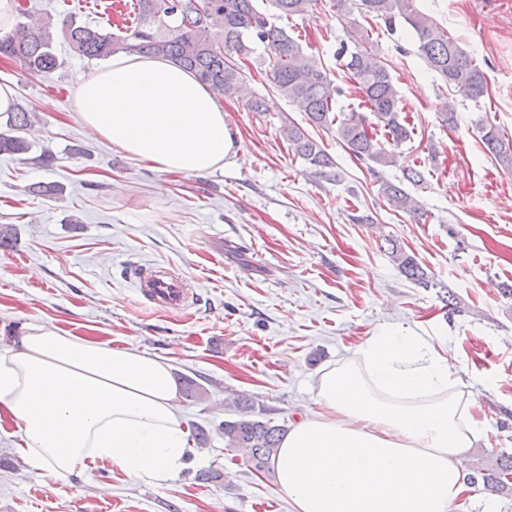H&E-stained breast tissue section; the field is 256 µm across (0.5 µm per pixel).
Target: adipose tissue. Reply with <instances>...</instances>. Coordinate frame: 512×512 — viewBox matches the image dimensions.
Listing matches in <instances>:
<instances>
[{
    "label": "adipose tissue",
    "instance_id": "adipose-tissue-1",
    "mask_svg": "<svg viewBox=\"0 0 512 512\" xmlns=\"http://www.w3.org/2000/svg\"><path fill=\"white\" fill-rule=\"evenodd\" d=\"M77 114L134 159L199 175L235 156L214 92L171 60L118 53L76 90ZM480 392L421 327L383 326L325 367L316 408L295 420L273 468L294 512H449L468 485ZM0 415L33 476L67 479L99 461L167 486L188 430L170 364L50 323L0 352Z\"/></svg>",
    "mask_w": 512,
    "mask_h": 512
}]
</instances>
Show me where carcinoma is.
<instances>
[{
    "instance_id": "cac0c4a2",
    "label": "carcinoma",
    "mask_w": 512,
    "mask_h": 512,
    "mask_svg": "<svg viewBox=\"0 0 512 512\" xmlns=\"http://www.w3.org/2000/svg\"><path fill=\"white\" fill-rule=\"evenodd\" d=\"M415 0H332L336 16L350 23L348 40L340 42L336 55L346 58L345 68L369 111L335 114L333 105L341 90L328 76L322 64L304 54L302 44L286 29L275 24L276 18L303 14L313 0H270L276 13L259 11L255 0H207L203 9L196 0H136L135 26L121 34L105 32L97 26L77 23L69 17L57 23L48 18L41 22H18L8 32H0V55L20 63L28 71L48 76L61 68L54 51L56 38L68 45L73 55L88 60H106L116 53L166 57L193 71L197 78L224 97L234 96L241 80L240 67L230 60L247 59L257 46L265 45L271 53L272 83L276 92L304 112L315 128L336 129V136L349 153L366 164L379 179V192L388 206L424 216L417 201L403 184L380 177L381 169L392 163L389 147H399L413 139L414 127L400 108L399 92L388 63L382 59L368 30L352 16L383 21L393 30L399 21L415 33L417 53L427 68L445 85L463 96L477 100L487 92L484 72L469 54L430 16L419 11ZM31 125V115L24 108L10 113L6 129L0 130V154L26 155L31 143L22 133ZM485 150L503 168L512 169V137L493 124L478 127ZM288 142L304 159L313 173L328 181H337L339 173L330 156L304 129L288 124ZM386 251L399 272L421 288H437L439 283L408 253L399 240L386 239ZM236 418L218 425L224 435V447L244 453L253 469L272 468L286 426L272 419H261L252 399L239 396L234 401ZM483 482L492 492L502 490L512 481V454L500 456L489 473L471 476V483Z\"/></svg>"
}]
</instances>
